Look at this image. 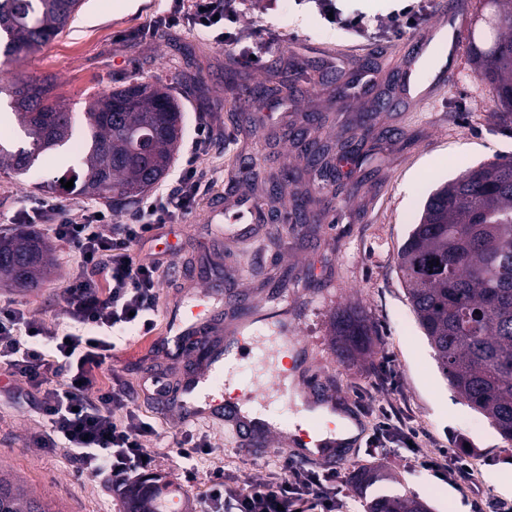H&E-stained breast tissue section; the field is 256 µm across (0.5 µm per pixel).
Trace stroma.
Masks as SVG:
<instances>
[{
  "label": "stroma",
  "instance_id": "35a3bbf8",
  "mask_svg": "<svg viewBox=\"0 0 512 512\" xmlns=\"http://www.w3.org/2000/svg\"><path fill=\"white\" fill-rule=\"evenodd\" d=\"M392 0H338L347 13L364 17L368 32L354 37L330 25L311 0H240L238 26L243 39L257 29L274 32L265 66L246 70L236 64L233 42L216 43L183 27L149 29L169 8V0H84L76 20L61 36L29 55L21 65L0 55V80L16 74L45 80L52 95L69 111H83L97 92L138 80L151 82L183 74L197 78L202 91L178 85L174 95L187 128L206 119L213 140L198 158L203 169L223 178L209 187L181 223L167 225L159 241L146 244L176 275H163L158 286L157 327L153 335L119 348L102 382L120 378L135 391L140 412L163 434L151 443L152 473L169 482L184 512H194L204 485L184 483L173 435L206 436L210 454L200 455V475L214 468L225 473L268 478L278 448L242 452L234 433L221 423L176 422L162 411L145 372L178 385L185 361L156 356L167 313L182 314L204 304L220 309L228 294L241 300L227 323L251 322L262 342L277 341L280 327L307 344L305 361L321 375L337 399L355 402L362 438L345 449L343 469L376 467L389 480L355 482L337 489L346 512H366L382 494H401L426 502L430 512H495L512 506V489L503 490L491 473L512 472V442L486 417L467 405L444 378L428 340L407 299L397 268V253L432 188L464 170L512 157V133L495 115L489 87L473 72L467 55L451 57L453 84L417 105L399 90L401 70L384 66L371 93L350 104L338 88L356 77L378 50L397 57L413 55L411 33L390 27ZM283 84L284 106L260 107L266 87ZM67 156L43 158L26 175L0 174V228L15 226L18 214L44 198L39 185L53 181L71 165ZM326 181L340 209L333 223L304 220L291 229L270 230L250 241L211 237L206 215L211 203L233 206L241 197L268 198L272 182L296 193L307 210H318L316 184ZM54 265L44 284L19 290L0 286V298L15 302L49 322L65 318L62 294L78 258L67 244L52 240ZM359 312L372 326L366 354L345 355L335 340V316ZM0 376V466L13 470L54 512H119L120 501L104 476L76 478L64 452L48 454L35 436L46 424L36 396L4 392ZM394 406L407 424L418 427L427 446L467 447L479 495L460 492L431 472L410 467L409 452L394 435L379 442L385 458L367 456L377 427L378 410Z\"/></svg>",
  "mask_w": 512,
  "mask_h": 512
}]
</instances>
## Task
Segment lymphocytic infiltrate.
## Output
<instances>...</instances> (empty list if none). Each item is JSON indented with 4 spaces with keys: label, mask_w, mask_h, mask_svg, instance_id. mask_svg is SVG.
Here are the masks:
<instances>
[{
    "label": "lymphocytic infiltrate",
    "mask_w": 512,
    "mask_h": 512,
    "mask_svg": "<svg viewBox=\"0 0 512 512\" xmlns=\"http://www.w3.org/2000/svg\"><path fill=\"white\" fill-rule=\"evenodd\" d=\"M238 0H172L160 24L187 25L216 42L230 38L239 20ZM206 121L193 129L191 143L174 185L143 199L129 224L114 223L110 211L62 208L42 199L21 212L25 224H43L78 256L64 291L66 322L49 323L16 303L0 302V370L39 396L47 429L35 442L46 453L64 452L76 476L110 477L114 487L145 468L147 447L160 437L139 415L133 390L124 383L98 386L95 372L112 359L128 336L145 337L156 327L162 264L143 257L139 247L155 232L189 214L197 198L218 179L199 169L197 159L210 145ZM378 433L400 434L416 466L469 486L466 453L438 448L424 454L420 435L405 427L395 410H384ZM347 481L334 468L309 471L282 461L270 479H239L213 469L197 512H336V488Z\"/></svg>",
    "instance_id": "1"
}]
</instances>
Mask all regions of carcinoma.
I'll use <instances>...</instances> for the list:
<instances>
[{"instance_id": "obj_1", "label": "carcinoma", "mask_w": 512, "mask_h": 512, "mask_svg": "<svg viewBox=\"0 0 512 512\" xmlns=\"http://www.w3.org/2000/svg\"><path fill=\"white\" fill-rule=\"evenodd\" d=\"M470 62L494 92L512 132V0H481ZM82 0H0V46L15 61L60 36ZM167 83L131 81L91 96L82 120L51 99L50 86L17 77L0 83L32 148L0 143V172L26 174L47 150L81 141L72 190L124 208L158 183L183 135L184 116ZM53 266L52 249L32 230L0 234V281L36 288ZM408 299L448 383L512 441V158L472 167L437 186L398 252ZM371 328L344 316L337 335L352 347ZM121 512H172L174 497L155 475L142 477ZM0 512H53L49 502L0 469ZM368 512H427L403 495L374 498Z\"/></svg>"}]
</instances>
